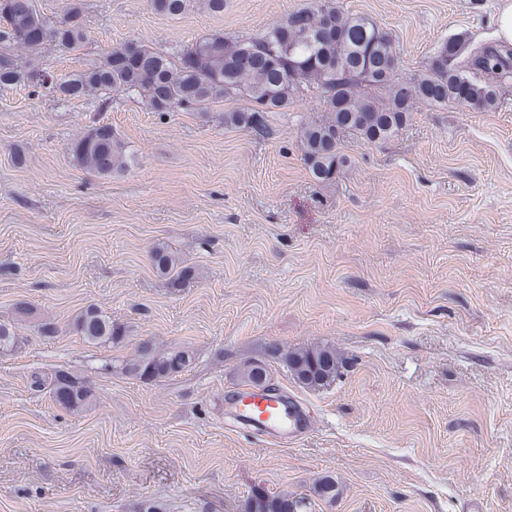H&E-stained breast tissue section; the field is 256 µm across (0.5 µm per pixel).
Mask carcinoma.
I'll return each instance as SVG.
<instances>
[{"label":"carcinoma","instance_id":"1","mask_svg":"<svg viewBox=\"0 0 512 512\" xmlns=\"http://www.w3.org/2000/svg\"><path fill=\"white\" fill-rule=\"evenodd\" d=\"M191 0H151L154 11L178 16ZM87 38L82 0H68L56 21L44 18L34 0H0V91L18 85L33 92L45 90L69 99L95 98L100 108L112 106L119 95L138 98L152 112L203 111L224 96L242 106L224 113V124L259 139L276 131L270 114L311 93L323 106L316 117L302 118L298 137L303 161L318 183H329L347 163L339 146L353 135L365 143L391 139L423 106L450 104L479 112L498 108L502 87L512 80V50L496 44L471 48L467 36L443 41L412 79L399 77L402 57L392 35L364 16H344L335 0H312L260 34L228 41L222 35L202 37L173 53L125 42L107 50L90 67L55 74L42 67L39 52L48 42L62 52L76 50ZM71 153L85 170L102 176L124 172L130 164L127 146L109 124H92L72 142ZM152 268L177 283L192 268L166 243L149 252ZM82 338L109 345L122 328L96 305L83 309L73 323ZM19 340L12 322H0V351L14 349ZM292 378L308 389L333 384L343 358L336 349L311 345L273 348ZM195 361L189 347L143 343L125 364V370L144 381H160L181 373ZM239 373L249 385L267 381L266 364L248 360ZM47 383L36 376L32 385ZM52 400L62 408L81 412L94 395L78 377L59 370L48 383ZM303 499L287 493L255 494L245 512H299Z\"/></svg>","mask_w":512,"mask_h":512}]
</instances>
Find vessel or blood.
<instances>
[{
    "mask_svg": "<svg viewBox=\"0 0 512 512\" xmlns=\"http://www.w3.org/2000/svg\"><path fill=\"white\" fill-rule=\"evenodd\" d=\"M228 408L245 428L273 440L293 439L309 429L298 406L273 390L239 391Z\"/></svg>",
    "mask_w": 512,
    "mask_h": 512,
    "instance_id": "vessel-or-blood-1",
    "label": "vessel or blood"
}]
</instances>
